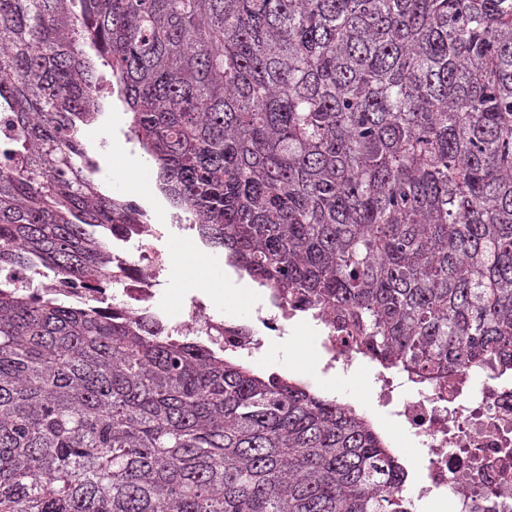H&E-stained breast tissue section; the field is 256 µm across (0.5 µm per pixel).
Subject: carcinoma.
I'll return each mask as SVG.
<instances>
[{
	"label": "carcinoma",
	"instance_id": "1",
	"mask_svg": "<svg viewBox=\"0 0 512 512\" xmlns=\"http://www.w3.org/2000/svg\"><path fill=\"white\" fill-rule=\"evenodd\" d=\"M101 65L208 247L438 386L512 371V0H0V512H412L355 408L109 303Z\"/></svg>",
	"mask_w": 512,
	"mask_h": 512
}]
</instances>
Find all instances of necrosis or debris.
<instances>
[{
  "mask_svg": "<svg viewBox=\"0 0 512 512\" xmlns=\"http://www.w3.org/2000/svg\"><path fill=\"white\" fill-rule=\"evenodd\" d=\"M154 224L140 234L112 240V262L126 272L112 296L128 312L156 310V295L169 267L154 247ZM313 322L321 339V373L349 371L365 362L335 314L268 299L255 306L249 322L218 319L199 298H191L184 318L170 320L178 335L203 336L246 360L254 359L262 335L281 336L290 320ZM376 405L398 421L426 457L425 479L412 501L423 508L432 493L449 496L456 512H512V379L467 369L447 384L428 386L400 370L372 365Z\"/></svg>",
  "mask_w": 512,
  "mask_h": 512,
  "instance_id": "necrosis-or-debris-1",
  "label": "necrosis or debris"
}]
</instances>
